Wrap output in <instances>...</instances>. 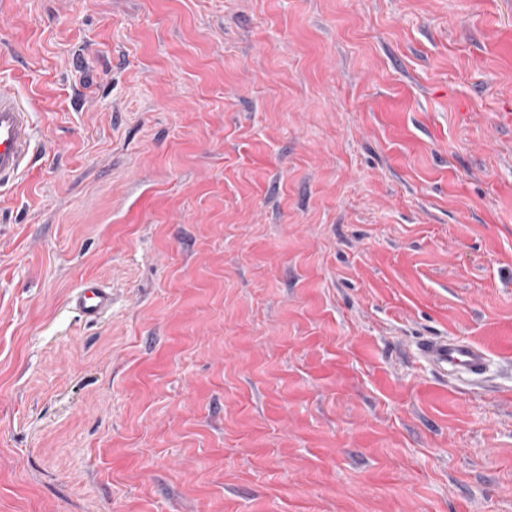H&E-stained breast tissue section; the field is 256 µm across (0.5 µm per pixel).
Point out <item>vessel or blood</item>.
Returning <instances> with one entry per match:
<instances>
[{
	"label": "vessel or blood",
	"instance_id": "obj_1",
	"mask_svg": "<svg viewBox=\"0 0 512 512\" xmlns=\"http://www.w3.org/2000/svg\"><path fill=\"white\" fill-rule=\"evenodd\" d=\"M31 114L22 107L9 86L0 85V184L18 178L31 160ZM77 308L90 321L111 304L110 293L95 281H87L74 295ZM421 356L445 375L459 373L482 377L488 367L486 352L463 340L429 337L419 346Z\"/></svg>",
	"mask_w": 512,
	"mask_h": 512
}]
</instances>
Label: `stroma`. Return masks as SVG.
Masks as SVG:
<instances>
[{"instance_id": "stroma-1", "label": "stroma", "mask_w": 512, "mask_h": 512, "mask_svg": "<svg viewBox=\"0 0 512 512\" xmlns=\"http://www.w3.org/2000/svg\"><path fill=\"white\" fill-rule=\"evenodd\" d=\"M1 82L0 512H512V0H0ZM31 112L22 107L15 92L0 85V184L13 181L31 160ZM76 307L89 320H96L112 302L110 293L95 281H86L74 295ZM419 352L446 376L464 373L480 378L488 367L486 352L463 340L428 337L420 344Z\"/></svg>"}]
</instances>
